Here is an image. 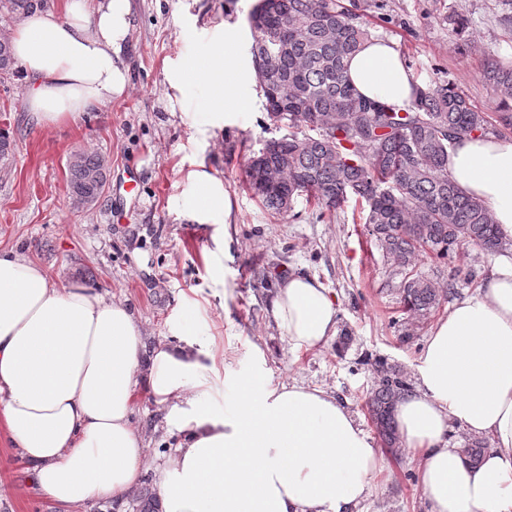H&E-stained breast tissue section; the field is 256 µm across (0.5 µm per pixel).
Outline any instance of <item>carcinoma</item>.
<instances>
[{"label": "carcinoma", "instance_id": "1", "mask_svg": "<svg viewBox=\"0 0 512 512\" xmlns=\"http://www.w3.org/2000/svg\"><path fill=\"white\" fill-rule=\"evenodd\" d=\"M38 0H0L14 15ZM250 53L259 63L268 39L288 30V42L273 63L258 68L265 110L286 123L288 135L266 142L245 166L246 183L271 214L286 217L294 200L306 196L327 212L350 197L365 203L369 235L400 277L402 311L428 318L452 293L417 268L421 257L457 258L464 245L502 250L488 210L448 177V148L464 136L512 131V63L490 62L484 72L504 112L492 117L474 108L445 81L418 87L412 108L393 109L358 95L345 62L371 36L366 23L340 0H257L247 15ZM9 40L0 38V71L13 69ZM107 180L99 158L81 153L68 166L72 197L98 199ZM369 415L386 448L398 442L394 408L410 389L405 375L376 365Z\"/></svg>", "mask_w": 512, "mask_h": 512}]
</instances>
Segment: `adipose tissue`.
Returning a JSON list of instances; mask_svg holds the SVG:
<instances>
[{
  "instance_id": "obj_1",
  "label": "adipose tissue",
  "mask_w": 512,
  "mask_h": 512,
  "mask_svg": "<svg viewBox=\"0 0 512 512\" xmlns=\"http://www.w3.org/2000/svg\"><path fill=\"white\" fill-rule=\"evenodd\" d=\"M134 31L131 0H63L61 9L14 18L4 35L38 125L52 128L124 97L125 53ZM358 94L398 109L418 84L395 43L366 40L347 63ZM169 104L205 85V112L240 98L233 50L173 62ZM448 175L479 200L512 241V136L455 140ZM199 191L184 210L214 225L206 261L224 278L230 234L224 181L192 172ZM267 302L291 350L317 351L338 333L339 303L317 278L293 272ZM217 363L210 343L147 346L123 302L79 284H58L41 265L0 252V442L16 449L36 489L61 512L97 497L121 503L154 469L132 419L138 384L168 409L186 436L157 477L164 512H356L385 461L373 439L326 389L276 383L254 348L241 374L225 373L223 413L207 398ZM397 433L414 463L429 512H512V250L500 254L473 296L455 302L432 328L415 386L395 406ZM458 425L489 439L478 464L448 442Z\"/></svg>"
}]
</instances>
